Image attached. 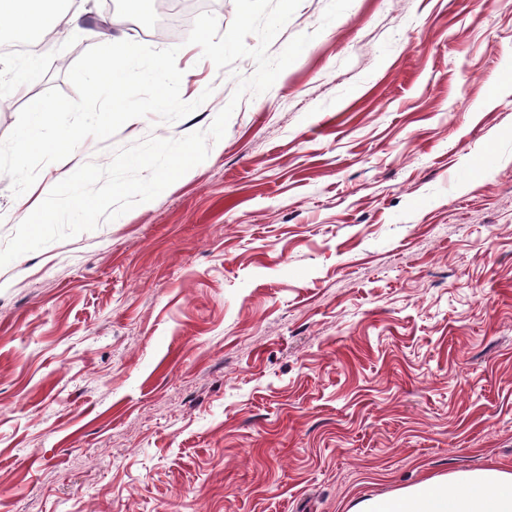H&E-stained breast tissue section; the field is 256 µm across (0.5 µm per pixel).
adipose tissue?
Segmentation results:
<instances>
[{
    "mask_svg": "<svg viewBox=\"0 0 512 512\" xmlns=\"http://www.w3.org/2000/svg\"><path fill=\"white\" fill-rule=\"evenodd\" d=\"M49 21L68 31L79 26L81 15L60 10L59 0H0V27L33 33ZM351 512H512V472L487 468L435 476L361 500Z\"/></svg>",
    "mask_w": 512,
    "mask_h": 512,
    "instance_id": "adipose-tissue-1",
    "label": "adipose tissue"
}]
</instances>
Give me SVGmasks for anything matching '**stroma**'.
<instances>
[{"instance_id": "stroma-1", "label": "stroma", "mask_w": 512, "mask_h": 512, "mask_svg": "<svg viewBox=\"0 0 512 512\" xmlns=\"http://www.w3.org/2000/svg\"><path fill=\"white\" fill-rule=\"evenodd\" d=\"M156 0H87L46 81L113 39L178 47L189 116L127 122L0 174L24 204L149 136L207 129L220 70L158 34ZM302 0L269 47L313 40L245 95L207 159L154 200L0 268V512H351L430 476L512 471V0ZM210 98H203V91Z\"/></svg>"}]
</instances>
